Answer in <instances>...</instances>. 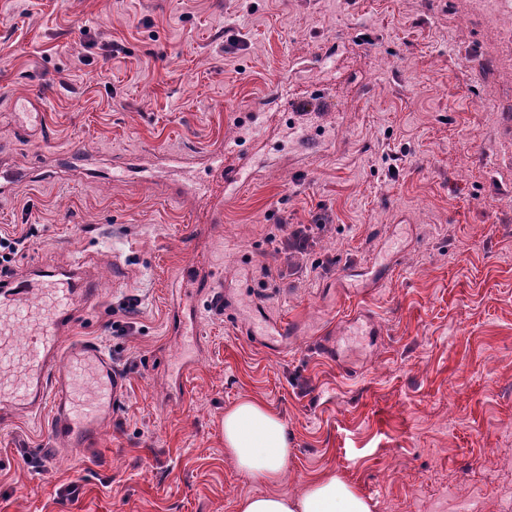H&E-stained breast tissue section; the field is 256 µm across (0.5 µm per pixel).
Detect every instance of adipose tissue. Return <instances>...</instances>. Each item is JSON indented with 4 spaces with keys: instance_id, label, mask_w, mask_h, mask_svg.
Returning a JSON list of instances; mask_svg holds the SVG:
<instances>
[{
    "instance_id": "obj_1",
    "label": "adipose tissue",
    "mask_w": 512,
    "mask_h": 512,
    "mask_svg": "<svg viewBox=\"0 0 512 512\" xmlns=\"http://www.w3.org/2000/svg\"><path fill=\"white\" fill-rule=\"evenodd\" d=\"M224 449L238 470L268 484L281 480L291 454L283 420L255 397L225 410ZM237 512H373V505L356 487L330 475L313 479L298 496L242 497Z\"/></svg>"
}]
</instances>
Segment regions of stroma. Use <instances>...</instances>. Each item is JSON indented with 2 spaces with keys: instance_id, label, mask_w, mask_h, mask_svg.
<instances>
[{
  "instance_id": "35a3bbf8",
  "label": "stroma",
  "mask_w": 512,
  "mask_h": 512,
  "mask_svg": "<svg viewBox=\"0 0 512 512\" xmlns=\"http://www.w3.org/2000/svg\"><path fill=\"white\" fill-rule=\"evenodd\" d=\"M327 51L340 74L321 75ZM291 64L296 97L323 103L275 109L252 143L241 115ZM511 69L512 26L475 0H0V156L30 169L0 197V234L27 239L7 275L94 270L101 300L67 337L98 341L127 380L82 455L52 446L48 415L0 422V512H236L332 474L374 512H457L466 478L499 512L512 497ZM24 95L39 96L44 131L10 130ZM232 136L256 177L206 228L183 186ZM163 152L194 163L152 167ZM295 231L306 249L286 247ZM195 250L231 294L220 311L196 297L199 350L173 319ZM256 300L298 336H248ZM358 310L382 336L353 343L345 372L322 342ZM183 349L198 357L179 385ZM245 396L287 428L273 486L224 451V411Z\"/></svg>"
}]
</instances>
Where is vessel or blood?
Returning <instances> with one entry per match:
<instances>
[{
    "instance_id": "vessel-or-blood-1",
    "label": "vessel or blood",
    "mask_w": 512,
    "mask_h": 512,
    "mask_svg": "<svg viewBox=\"0 0 512 512\" xmlns=\"http://www.w3.org/2000/svg\"><path fill=\"white\" fill-rule=\"evenodd\" d=\"M41 118L37 97L15 102L18 132L40 130ZM205 162L225 191L238 190L251 178L237 140L212 147ZM198 269V258H191L185 283L205 289L214 308L223 309L224 292L216 288L214 274L203 276ZM99 297L96 275L80 264L19 284L0 280V418L48 412L53 443L75 452L91 449L125 389L124 375L98 342L63 339L76 313ZM20 317L25 320V343L18 352L12 337Z\"/></svg>"
}]
</instances>
